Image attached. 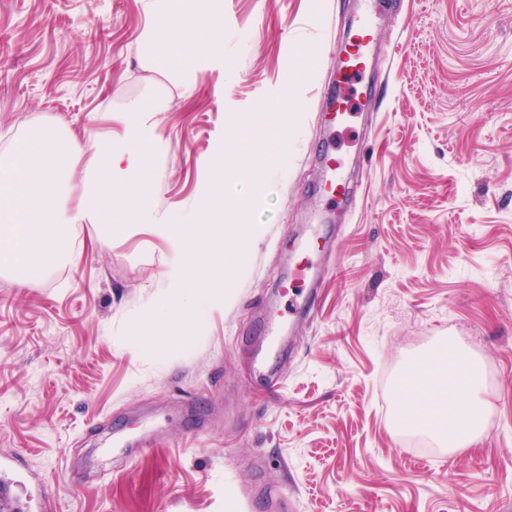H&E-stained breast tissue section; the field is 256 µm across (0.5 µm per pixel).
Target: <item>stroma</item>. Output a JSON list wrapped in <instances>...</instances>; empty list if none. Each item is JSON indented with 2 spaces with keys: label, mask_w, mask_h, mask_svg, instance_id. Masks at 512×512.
Returning <instances> with one entry per match:
<instances>
[{
  "label": "stroma",
  "mask_w": 512,
  "mask_h": 512,
  "mask_svg": "<svg viewBox=\"0 0 512 512\" xmlns=\"http://www.w3.org/2000/svg\"><path fill=\"white\" fill-rule=\"evenodd\" d=\"M223 54L143 66L139 0H0V153L50 125L121 142L116 117L161 93L146 158L152 221L72 229L33 283L0 272V456L52 512H512V0H386L367 123L336 136L366 177L313 256L312 305L281 283L316 198L354 0H218ZM288 99L296 123L244 124ZM214 225L187 334L151 326L175 302L174 219ZM259 233L234 269L231 225ZM292 325L270 346L268 320ZM455 341L491 383L484 437L400 446V382ZM263 459V470L252 462Z\"/></svg>",
  "instance_id": "stroma-1"
}]
</instances>
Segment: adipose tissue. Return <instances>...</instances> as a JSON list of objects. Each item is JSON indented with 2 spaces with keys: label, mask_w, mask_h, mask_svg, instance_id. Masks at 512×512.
<instances>
[{
  "label": "adipose tissue",
  "mask_w": 512,
  "mask_h": 512,
  "mask_svg": "<svg viewBox=\"0 0 512 512\" xmlns=\"http://www.w3.org/2000/svg\"><path fill=\"white\" fill-rule=\"evenodd\" d=\"M158 3L144 0L147 23L138 47L145 65H153L163 49L193 59L220 49L223 28L212 25L206 33H199L195 20L168 17ZM413 368L401 386L404 426L435 435L452 449L476 444L484 434L489 410L480 365L460 352L448 365H438L427 355L416 360Z\"/></svg>",
  "instance_id": "1"
}]
</instances>
